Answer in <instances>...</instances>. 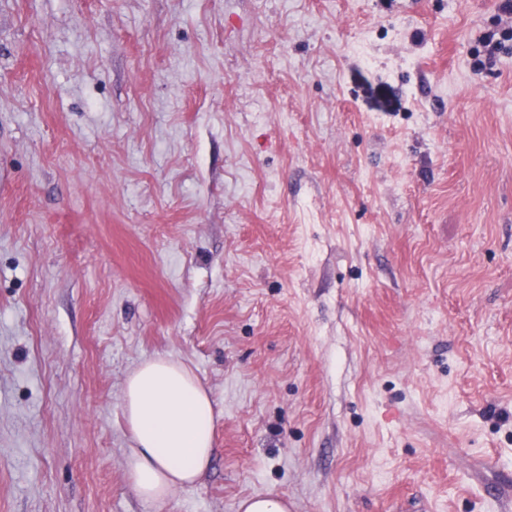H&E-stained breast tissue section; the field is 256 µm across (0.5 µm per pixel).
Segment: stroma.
<instances>
[{
	"label": "stroma",
	"mask_w": 512,
	"mask_h": 512,
	"mask_svg": "<svg viewBox=\"0 0 512 512\" xmlns=\"http://www.w3.org/2000/svg\"><path fill=\"white\" fill-rule=\"evenodd\" d=\"M499 0H0V512H512ZM211 392L163 504L128 374ZM497 33L495 32H487L483 33L479 36L478 42L483 47V52L485 53L488 60L494 58L496 54H498L501 49L505 46L504 42L512 39V27L504 26L499 29V38H495ZM124 416L131 434L126 466L137 495L164 503L194 484L214 448L211 397L191 366L167 356L142 362L126 379ZM239 512H288V502L272 495L248 498L240 503Z\"/></svg>",
	"instance_id": "1"
}]
</instances>
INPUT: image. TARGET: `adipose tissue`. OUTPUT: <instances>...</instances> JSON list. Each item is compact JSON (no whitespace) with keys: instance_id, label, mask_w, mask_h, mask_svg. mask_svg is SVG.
Segmentation results:
<instances>
[{"instance_id":"adipose-tissue-1","label":"adipose tissue","mask_w":512,"mask_h":512,"mask_svg":"<svg viewBox=\"0 0 512 512\" xmlns=\"http://www.w3.org/2000/svg\"><path fill=\"white\" fill-rule=\"evenodd\" d=\"M124 416L132 446L126 466L137 495L164 503L194 484L209 467L214 448V408L200 377L183 361L157 356L126 379Z\"/></svg>"}]
</instances>
